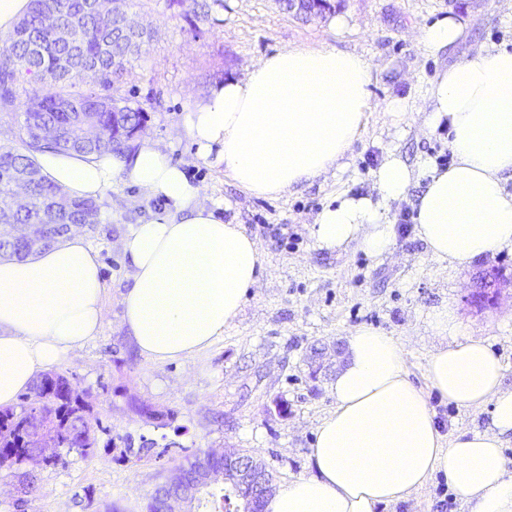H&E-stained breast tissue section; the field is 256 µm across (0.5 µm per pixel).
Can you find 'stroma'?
I'll list each match as a JSON object with an SVG mask.
<instances>
[{"instance_id":"stroma-1","label":"stroma","mask_w":512,"mask_h":512,"mask_svg":"<svg viewBox=\"0 0 512 512\" xmlns=\"http://www.w3.org/2000/svg\"><path fill=\"white\" fill-rule=\"evenodd\" d=\"M130 18L153 29L145 54L118 82L119 95L148 113L142 138L167 152L200 192L198 202L223 199L224 220L256 237L264 258L261 283L237 319L205 350L155 363L141 354L123 325L122 298L131 267L122 240L138 220L161 211L129 180L99 200L100 221L85 231L100 257L105 285L100 334L59 363L90 407L96 446L88 455L62 453L57 464L26 463L35 489L28 512H149L156 489L197 451H239L262 461L277 483L312 475L308 450L315 427L333 406L330 383L351 330L378 328L404 347L411 382L425 389L442 434L482 428L487 412L465 413L431 390L425 364L439 340L428 330L432 309L451 305L466 332L483 336L503 360L512 386V247L466 268L437 269L415 230L396 233L390 253L357 246L315 248L308 225L328 204L369 194L388 152L411 167L450 155L446 132L424 126L427 90L476 47L512 49V0H341L335 11L303 21L278 0H214L208 17L187 19L166 0H133ZM453 15L466 37L436 55L419 43L434 20ZM325 46L365 55L373 64L372 111L344 167L304 181L279 198L245 194L223 168L203 162L186 133L185 116L210 87L244 78L261 58L282 49ZM406 99L409 116L395 122L386 106ZM501 280L493 304L469 295L478 275ZM155 418L138 414L139 406ZM448 480L436 473L426 489L382 512H463L444 505Z\"/></svg>"}]
</instances>
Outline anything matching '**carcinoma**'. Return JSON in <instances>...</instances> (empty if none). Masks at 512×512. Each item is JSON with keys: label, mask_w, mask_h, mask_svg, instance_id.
Instances as JSON below:
<instances>
[{"label": "carcinoma", "mask_w": 512, "mask_h": 512, "mask_svg": "<svg viewBox=\"0 0 512 512\" xmlns=\"http://www.w3.org/2000/svg\"><path fill=\"white\" fill-rule=\"evenodd\" d=\"M129 0H108L107 11L92 13L87 0H32L31 10L17 24L10 43L0 49V111L22 118L26 138L20 146L0 144V256L21 259L35 248L19 235V227L41 224L54 212L58 224L98 223L99 205L70 199L42 177L34 153L47 145L79 153L110 152L127 156L135 149V130L147 121L145 108L112 96L126 64L146 50L152 33L116 24L126 16ZM53 16L57 27L47 24ZM69 30L77 44H69L57 29ZM96 77L104 95L75 89L85 74ZM32 85L26 101L19 86ZM68 379L48 373L34 387L35 400L20 409H0V448L14 452L0 457V469L24 464V437L58 440L74 432L67 451L83 455L95 438L88 406L74 392L62 391ZM184 490L182 480L160 486L150 512H167L168 501Z\"/></svg>", "instance_id": "carcinoma-1"}]
</instances>
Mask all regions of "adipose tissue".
<instances>
[{"label": "adipose tissue", "mask_w": 512, "mask_h": 512, "mask_svg": "<svg viewBox=\"0 0 512 512\" xmlns=\"http://www.w3.org/2000/svg\"><path fill=\"white\" fill-rule=\"evenodd\" d=\"M370 60L329 47L274 52L241 79L214 84L188 112V135L203 161L258 197L287 195L304 180L342 167L371 110ZM426 125L448 132L455 157L446 168L416 169L387 153L374 173L376 196L324 207L310 226L317 247L358 244L389 251L394 226L386 202L417 179L419 238L431 259L454 267L512 247V50L478 49L437 75ZM42 175L69 197L95 200L128 177L162 212L140 219L122 241L132 284L123 321L143 355L156 363L195 354L223 336L258 287L263 255L242 225L220 218L224 201L200 206L185 172L153 143L130 157L47 149ZM98 252L84 237L22 260H0V406L12 405L39 373L97 336L104 284ZM441 344L425 370L432 389L462 411L489 408L485 428L445 441L422 389L406 373L400 343L360 326L330 386L332 411L315 428L308 452L313 476L281 486L268 512H377L427 487L441 472L464 512H512V387L487 339L462 333L450 305L427 318Z\"/></svg>", "instance_id": "adipose-tissue-1"}]
</instances>
